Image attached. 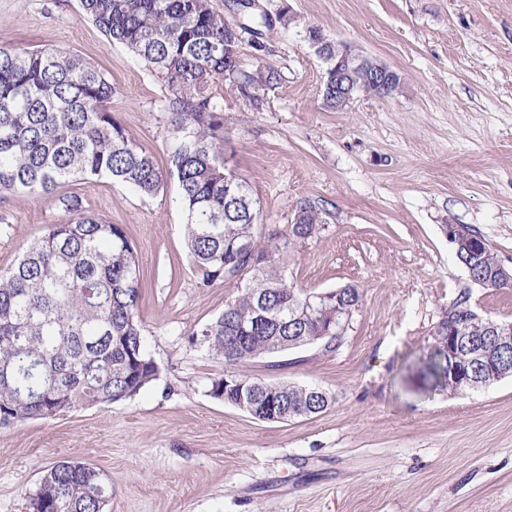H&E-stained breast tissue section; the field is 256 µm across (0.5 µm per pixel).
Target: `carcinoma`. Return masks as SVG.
I'll return each instance as SVG.
<instances>
[{"instance_id": "obj_1", "label": "carcinoma", "mask_w": 512, "mask_h": 512, "mask_svg": "<svg viewBox=\"0 0 512 512\" xmlns=\"http://www.w3.org/2000/svg\"><path fill=\"white\" fill-rule=\"evenodd\" d=\"M81 16L126 47L175 93L167 167L143 151L112 115V83L92 62L65 49L0 48V194L37 199L78 180L108 178L153 196L173 179L185 215L187 246L200 287L247 279L224 311L191 333V343L242 366L309 344L336 349L342 333H324L320 293L295 287L284 256L323 229L305 202L303 223H264L249 184L224 157V118L213 86L231 73L238 88L253 81L239 69L242 34L269 28L266 12L238 3L233 28L212 0H80ZM67 216L0 272V427L122 401L158 378L137 310L140 260L121 224L84 210L77 195L58 194ZM499 266L490 245L476 267ZM265 300L271 318L258 319ZM494 320L471 312L468 298L448 309L442 327L464 332L469 346L491 343ZM499 365L474 369L480 389L512 372V348ZM425 370L448 377L433 356ZM208 395L243 411L270 403L281 420L325 411L333 396L235 373L210 379ZM112 484L100 469L60 460L29 497L30 512H105Z\"/></svg>"}]
</instances>
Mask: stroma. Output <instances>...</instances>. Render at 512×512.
Returning a JSON list of instances; mask_svg holds the SVG:
<instances>
[{
  "mask_svg": "<svg viewBox=\"0 0 512 512\" xmlns=\"http://www.w3.org/2000/svg\"><path fill=\"white\" fill-rule=\"evenodd\" d=\"M273 27L243 38L242 71L279 80L250 100L220 86L224 153L267 223L298 202L324 228L285 275L363 293L335 351L311 344L242 372L333 394L323 413L265 422L206 393L222 360L190 342L240 281L198 284L175 184L144 197L106 179L68 193L123 225L140 257L139 317L159 379L106 406L0 428V512H28L62 458L101 469L106 512H512V377L439 390L422 363L460 295L512 321V289L474 284L444 227L478 229L512 268V0H257ZM290 22H283L282 14ZM396 70L401 89L321 105L325 66L307 27ZM72 50L113 88L112 111L166 166L173 94L125 47L81 19L79 0H0V46ZM65 213L55 196H0V272Z\"/></svg>",
  "mask_w": 512,
  "mask_h": 512,
  "instance_id": "1",
  "label": "stroma"
}]
</instances>
